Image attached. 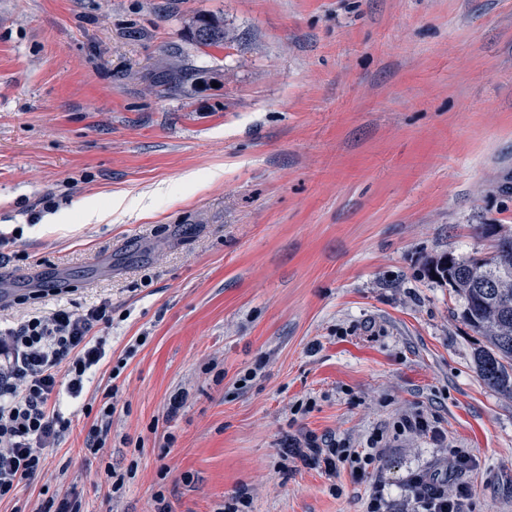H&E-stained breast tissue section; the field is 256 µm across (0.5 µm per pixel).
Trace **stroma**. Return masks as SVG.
<instances>
[{
	"label": "stroma",
	"mask_w": 512,
	"mask_h": 512,
	"mask_svg": "<svg viewBox=\"0 0 512 512\" xmlns=\"http://www.w3.org/2000/svg\"><path fill=\"white\" fill-rule=\"evenodd\" d=\"M202 11L223 47L191 45ZM178 51L207 80L157 97L146 77ZM118 197L146 206L84 221ZM16 227L15 294L41 266L74 302H111L86 398L114 386L118 405L94 457L85 398H64L69 434L0 512H34L58 473L84 512H152L159 493L171 512L242 493L253 512H361L348 472L338 496L278 452L306 433L362 447L404 412L447 441L395 442L377 474L394 502L453 446L474 458L471 512H512V398L427 273L512 234V0H0V229ZM133 461L111 499L107 469Z\"/></svg>",
	"instance_id": "35a3bbf8"
}]
</instances>
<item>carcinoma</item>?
Masks as SVG:
<instances>
[{
    "label": "carcinoma",
    "mask_w": 512,
    "mask_h": 512,
    "mask_svg": "<svg viewBox=\"0 0 512 512\" xmlns=\"http://www.w3.org/2000/svg\"><path fill=\"white\" fill-rule=\"evenodd\" d=\"M189 40L198 48L224 47V20L210 12L198 14ZM202 74L203 70L183 61L156 73L152 89L165 98L185 91ZM430 273L461 296L462 320L485 341L475 354L480 377L489 387L512 397V252L493 254L481 265L474 258L443 256L432 264Z\"/></svg>",
    "instance_id": "1"
}]
</instances>
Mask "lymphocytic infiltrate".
Listing matches in <instances>:
<instances>
[{
	"label": "lymphocytic infiltrate",
	"instance_id": "lymphocytic-infiltrate-1",
	"mask_svg": "<svg viewBox=\"0 0 512 512\" xmlns=\"http://www.w3.org/2000/svg\"><path fill=\"white\" fill-rule=\"evenodd\" d=\"M49 294V289L34 288L15 302L31 307ZM111 326L112 305L106 300L81 311L61 306L44 313L31 307L19 321L0 326V501L14 499L22 482L40 475L46 448L69 432L71 421L59 409L60 394H82L90 371L105 355L100 332ZM83 412L92 418L85 449L99 454L111 441L113 392H106L98 405H85ZM431 429L422 413H404L363 448L307 434L286 439L280 454L282 460L320 469L331 478L348 471L354 483L368 490L364 512H392L376 478L390 441ZM448 454L446 469L412 475L402 512H469L470 489L457 476L474 459L458 448Z\"/></svg>",
	"mask_w": 512,
	"mask_h": 512
}]
</instances>
